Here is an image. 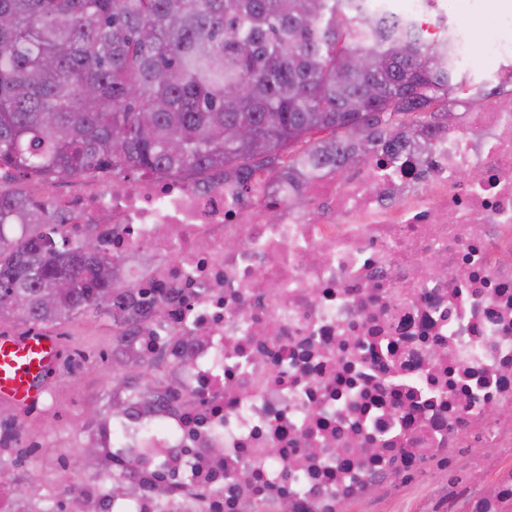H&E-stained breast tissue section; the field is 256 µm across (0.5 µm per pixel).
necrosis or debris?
<instances>
[{
    "instance_id": "necrosis-or-debris-1",
    "label": "necrosis or debris",
    "mask_w": 512,
    "mask_h": 512,
    "mask_svg": "<svg viewBox=\"0 0 512 512\" xmlns=\"http://www.w3.org/2000/svg\"><path fill=\"white\" fill-rule=\"evenodd\" d=\"M433 144L426 162L326 174L305 189L311 212L220 177L42 183L74 237L97 224L134 287L175 289L134 350L163 336L190 362L163 411L100 436L132 450L130 499L57 465L26 492L1 483L0 512L70 489L93 512H344L425 481L430 512H512V112L484 101ZM61 364L56 405L6 407L0 448L39 457L80 433L88 358L66 346Z\"/></svg>"
}]
</instances>
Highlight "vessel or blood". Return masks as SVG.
Returning <instances> with one entry per match:
<instances>
[{"mask_svg": "<svg viewBox=\"0 0 512 512\" xmlns=\"http://www.w3.org/2000/svg\"><path fill=\"white\" fill-rule=\"evenodd\" d=\"M59 357V341L49 333L0 334V399L17 406L37 403Z\"/></svg>", "mask_w": 512, "mask_h": 512, "instance_id": "vessel-or-blood-1", "label": "vessel or blood"}]
</instances>
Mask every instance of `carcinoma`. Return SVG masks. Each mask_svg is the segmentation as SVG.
<instances>
[{
  "label": "carcinoma",
  "instance_id": "cac0c4a2",
  "mask_svg": "<svg viewBox=\"0 0 512 512\" xmlns=\"http://www.w3.org/2000/svg\"><path fill=\"white\" fill-rule=\"evenodd\" d=\"M458 34L428 38L419 19L363 0H0V169L38 182L112 173L202 180L250 193L264 180L304 189L362 157L432 152L460 95L512 100V69L494 90L459 70ZM36 192L0 190V321L45 326L112 321L114 382L97 433L114 417L159 409L175 363L132 351L172 289L125 282L94 231L77 244ZM112 463V494L132 492L133 462ZM17 460L0 452V480Z\"/></svg>",
  "mask_w": 512,
  "mask_h": 512
}]
</instances>
